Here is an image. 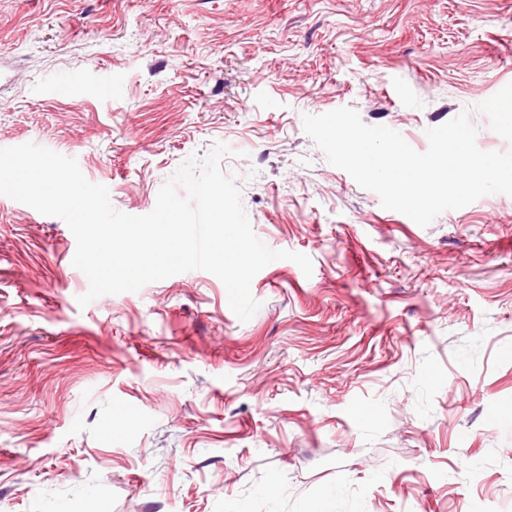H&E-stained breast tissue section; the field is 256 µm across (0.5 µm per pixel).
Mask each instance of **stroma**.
<instances>
[{"instance_id":"obj_1","label":"stroma","mask_w":512,"mask_h":512,"mask_svg":"<svg viewBox=\"0 0 512 512\" xmlns=\"http://www.w3.org/2000/svg\"><path fill=\"white\" fill-rule=\"evenodd\" d=\"M512 83V0H0V148L142 216L226 144L264 267L87 306L66 223L0 195V512H512V196L429 226L329 164L351 107L416 151ZM477 145L512 143L475 113ZM276 487L269 496L268 487Z\"/></svg>"}]
</instances>
